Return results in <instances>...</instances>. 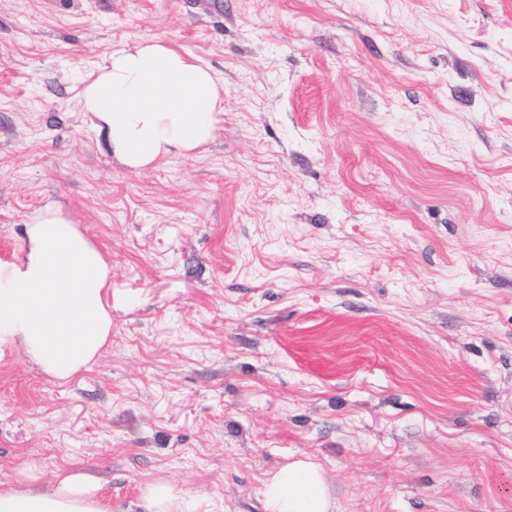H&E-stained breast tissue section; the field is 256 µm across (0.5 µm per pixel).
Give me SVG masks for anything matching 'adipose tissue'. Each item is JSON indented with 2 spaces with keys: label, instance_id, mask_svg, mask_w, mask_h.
<instances>
[{
  "label": "adipose tissue",
  "instance_id": "obj_1",
  "mask_svg": "<svg viewBox=\"0 0 512 512\" xmlns=\"http://www.w3.org/2000/svg\"><path fill=\"white\" fill-rule=\"evenodd\" d=\"M79 111L97 118L109 145L140 171L172 153L187 154L214 137L224 84L195 57L157 39L112 52L85 82ZM21 262L0 264V344L17 343L52 377L88 369L112 319L103 302L109 268L72 222L40 209ZM270 512H329L317 467L297 463L266 485ZM0 512H112L84 473L60 475L56 490H0Z\"/></svg>",
  "mask_w": 512,
  "mask_h": 512
}]
</instances>
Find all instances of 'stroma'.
<instances>
[{"mask_svg":"<svg viewBox=\"0 0 512 512\" xmlns=\"http://www.w3.org/2000/svg\"><path fill=\"white\" fill-rule=\"evenodd\" d=\"M162 40L224 79L213 140L134 171L84 78ZM57 203L112 317L69 381L0 346V487L112 512H512V0H0V263ZM270 512H328L329 500L322 477L311 463L280 470L266 485ZM97 490L87 474H63L52 492L0 490V512H112V505ZM149 497L156 507V512L178 510L177 499L167 484H155L149 488Z\"/></svg>","mask_w":512,"mask_h":512,"instance_id":"35a3bbf8","label":"stroma"}]
</instances>
